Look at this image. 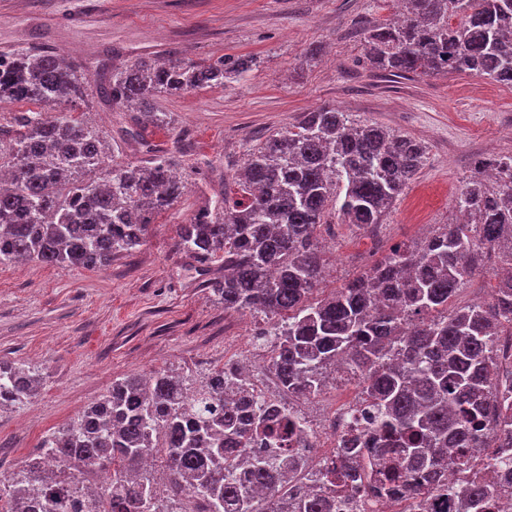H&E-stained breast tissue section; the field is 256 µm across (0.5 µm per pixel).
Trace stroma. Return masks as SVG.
Returning <instances> with one entry per match:
<instances>
[{
    "label": "stroma",
    "mask_w": 512,
    "mask_h": 512,
    "mask_svg": "<svg viewBox=\"0 0 512 512\" xmlns=\"http://www.w3.org/2000/svg\"><path fill=\"white\" fill-rule=\"evenodd\" d=\"M392 0H0V50L44 46L67 53L90 80L100 65L139 60L203 62L251 55L259 64L224 87L156 98L164 127L115 112L102 100L74 107L100 127L118 163L177 153L191 189L157 215L139 249L99 270L30 261L0 269V360L35 368L43 385L29 404L0 411V474L21 469L43 437L133 371L201 377L250 353L262 316L225 310L210 283L223 260L200 263L177 245L206 198L251 150L333 106L427 148L417 178L383 224L322 225L324 291L365 272L393 247L460 221L456 196L482 158L512 156V85L469 73L382 77L364 61L363 32L389 19ZM502 262L487 256L455 305L488 304Z\"/></svg>",
    "instance_id": "obj_1"
}]
</instances>
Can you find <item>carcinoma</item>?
Wrapping results in <instances>:
<instances>
[{
	"mask_svg": "<svg viewBox=\"0 0 512 512\" xmlns=\"http://www.w3.org/2000/svg\"><path fill=\"white\" fill-rule=\"evenodd\" d=\"M403 18L371 27L370 68L410 73H474L512 84V0H402ZM256 65L252 56L203 63L141 60L91 86L84 72L34 48L0 53V103L54 107L92 94L144 120L166 124L149 105L163 95L224 86ZM107 135L67 112H20L0 127V265L37 261L100 268L141 246L153 217L188 191L170 158L150 165L110 162ZM426 161V147L378 124H352L333 106L305 113L250 154L235 189L212 199L178 245L199 261L224 258L211 291L224 309L253 311L267 331L269 372L290 398L327 388L328 370L347 365L361 399L376 412L371 435L350 432L338 459L315 474L311 489L297 457L277 470L252 451L260 438L280 442L291 417L255 400L244 370L214 369L199 380L172 369L130 373L48 435L9 478L0 477V512H161L163 495L195 512H329L341 487L386 492L427 512L432 482L455 512L512 509V484L481 468L487 448H512V371L498 343L512 329V158L477 162L456 199L463 224L396 246L367 271L315 299L324 259L317 232L329 209L343 224L383 222ZM499 172L496 186L482 173ZM502 249L511 272L487 305L448 310L468 279L483 270L486 250ZM31 368L0 360V410L36 396ZM494 434L474 443L481 421ZM162 459L159 469L147 466ZM96 469L111 475L87 506L79 496Z\"/></svg>",
	"mask_w": 512,
	"mask_h": 512,
	"instance_id": "carcinoma-1",
	"label": "carcinoma"
}]
</instances>
